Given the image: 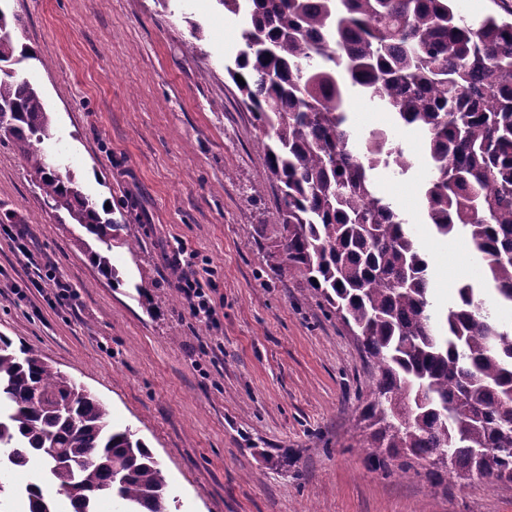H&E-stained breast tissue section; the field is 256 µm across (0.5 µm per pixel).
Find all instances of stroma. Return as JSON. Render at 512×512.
<instances>
[{
    "instance_id": "stroma-1",
    "label": "stroma",
    "mask_w": 512,
    "mask_h": 512,
    "mask_svg": "<svg viewBox=\"0 0 512 512\" xmlns=\"http://www.w3.org/2000/svg\"><path fill=\"white\" fill-rule=\"evenodd\" d=\"M21 18L15 69L49 108L46 147L60 174L120 209L135 250L109 258L121 283L73 246L28 165L0 132V336L38 351L97 395L161 461L172 512H512V481L460 482L416 464L373 469L358 424L371 381L365 354L302 279L272 265L279 192L266 185L262 130L225 73L248 21L215 0H10ZM199 24V50H190ZM394 136L413 160L382 171L384 193L412 223L436 304L448 305L479 262L461 239L424 224V141ZM27 242L70 288L59 301L14 248ZM196 256L177 263V242ZM180 274L211 287L217 319L189 313ZM35 466L0 481L5 512H28Z\"/></svg>"
}]
</instances>
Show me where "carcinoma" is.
<instances>
[{
	"label": "carcinoma",
	"mask_w": 512,
	"mask_h": 512,
	"mask_svg": "<svg viewBox=\"0 0 512 512\" xmlns=\"http://www.w3.org/2000/svg\"><path fill=\"white\" fill-rule=\"evenodd\" d=\"M0 0V107L45 207L112 249V210L62 178L44 147L50 117L40 90L10 68L18 15ZM245 14L243 48L226 72L265 134L267 182L281 194L275 271L302 278L312 298L361 343L375 371L362 410L371 466L425 462L429 474L512 480V22H472L454 0H216ZM245 84L240 85L236 76ZM386 108L427 144L423 220L460 233L479 278L433 310L428 262L408 220L380 191L376 170L412 159L387 129L355 139L351 91ZM74 245L120 283L109 257ZM0 472L43 465L26 487L29 512H73L109 494L121 512H171L161 462L104 403L37 351L0 336Z\"/></svg>",
	"instance_id": "carcinoma-1"
}]
</instances>
